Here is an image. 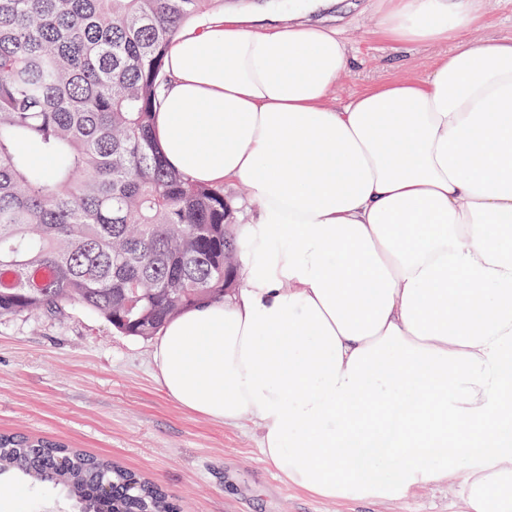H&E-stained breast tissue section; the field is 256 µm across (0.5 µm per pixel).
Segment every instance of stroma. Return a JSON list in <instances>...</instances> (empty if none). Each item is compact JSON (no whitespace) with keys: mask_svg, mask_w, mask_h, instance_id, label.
Masks as SVG:
<instances>
[{"mask_svg":"<svg viewBox=\"0 0 512 512\" xmlns=\"http://www.w3.org/2000/svg\"><path fill=\"white\" fill-rule=\"evenodd\" d=\"M289 0H225L194 27L235 10L266 27ZM378 0H340L312 20L346 31L355 62L334 86L341 102L363 87L424 75L447 45L394 50L375 32ZM512 39V0H487L473 33ZM155 339L124 335L78 306L0 316V433H22L112 459L165 488L181 512H459L450 488L421 487L389 503L327 501L283 483L258 450L259 430L194 414L163 389Z\"/></svg>","mask_w":512,"mask_h":512,"instance_id":"35a3bbf8","label":"stroma"}]
</instances>
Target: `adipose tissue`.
I'll list each match as a JSON object with an SVG mask.
<instances>
[{"label": "adipose tissue", "mask_w": 512, "mask_h": 512, "mask_svg": "<svg viewBox=\"0 0 512 512\" xmlns=\"http://www.w3.org/2000/svg\"><path fill=\"white\" fill-rule=\"evenodd\" d=\"M228 12L175 38L155 137L173 168L242 187L235 286L161 332L185 409L252 420L263 460L328 501H397L455 478L463 512H512V41L484 0H383L420 77L364 88L340 30ZM473 37L485 41L512 39V0H488L483 21Z\"/></svg>", "instance_id": "ef3b65f1"}]
</instances>
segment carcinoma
Wrapping results in <instances>:
<instances>
[{"instance_id":"1","label":"carcinoma","mask_w":512,"mask_h":512,"mask_svg":"<svg viewBox=\"0 0 512 512\" xmlns=\"http://www.w3.org/2000/svg\"><path fill=\"white\" fill-rule=\"evenodd\" d=\"M215 4L0 0V316L79 305L149 338L224 298L231 201L170 168L153 132L166 47ZM1 476L60 488L74 512L178 510L138 473L40 438L1 434Z\"/></svg>"}]
</instances>
